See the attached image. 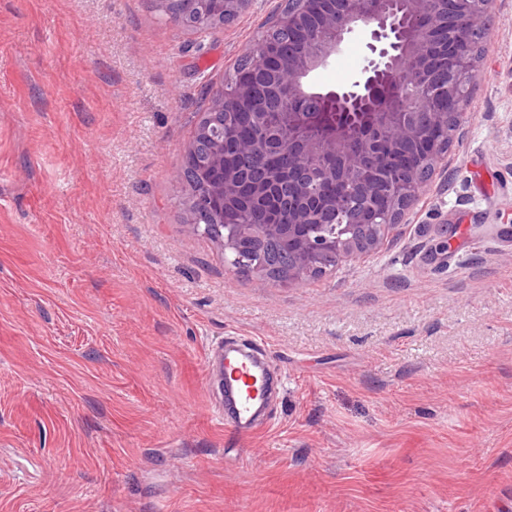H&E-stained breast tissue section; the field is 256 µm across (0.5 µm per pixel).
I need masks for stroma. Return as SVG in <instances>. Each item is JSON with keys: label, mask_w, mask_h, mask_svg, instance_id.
<instances>
[{"label": "stroma", "mask_w": 512, "mask_h": 512, "mask_svg": "<svg viewBox=\"0 0 512 512\" xmlns=\"http://www.w3.org/2000/svg\"><path fill=\"white\" fill-rule=\"evenodd\" d=\"M280 2L200 34L154 0H0V512H512V0L447 170L299 285L236 275L182 206ZM227 339L279 378L243 439L207 376Z\"/></svg>", "instance_id": "1"}]
</instances>
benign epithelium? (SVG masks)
Listing matches in <instances>:
<instances>
[{
    "mask_svg": "<svg viewBox=\"0 0 512 512\" xmlns=\"http://www.w3.org/2000/svg\"><path fill=\"white\" fill-rule=\"evenodd\" d=\"M253 2L160 0L202 13L213 8L226 23ZM307 3L284 0L245 49L242 70L207 112L259 115L284 102L288 121L258 139L231 136L222 121L197 128V135L211 140L210 168L219 174L198 205L246 202L265 218L247 225L245 233L232 230L224 237L235 271H259L248 238L278 237L295 258L290 285L313 276L328 259L338 263L363 246L378 249L385 230L421 196L448 152L447 138L465 124L474 48L486 36L483 18L493 0H362L359 8L353 0H321L316 14ZM281 34L288 35L286 59L266 54V44ZM354 37L367 50L360 71L343 86L318 85L315 73ZM401 148L412 151L413 163L389 186V208L370 221L373 235L362 240L354 232L359 213L377 212L392 152ZM230 149L253 156L286 151L288 166L263 174L233 170L224 164ZM323 183L336 184V195L317 192ZM335 223L343 225L337 233L317 231L319 224Z\"/></svg>",
    "mask_w": 512,
    "mask_h": 512,
    "instance_id": "1",
    "label": "benign epithelium"
}]
</instances>
